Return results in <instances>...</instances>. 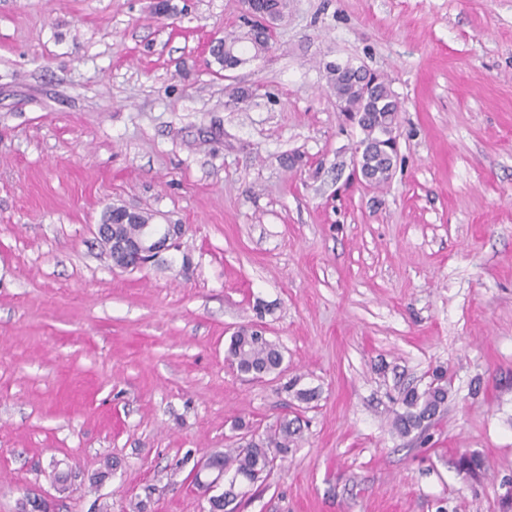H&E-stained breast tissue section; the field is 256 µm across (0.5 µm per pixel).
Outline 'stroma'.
<instances>
[{"instance_id": "35a3bbf8", "label": "stroma", "mask_w": 512, "mask_h": 512, "mask_svg": "<svg viewBox=\"0 0 512 512\" xmlns=\"http://www.w3.org/2000/svg\"><path fill=\"white\" fill-rule=\"evenodd\" d=\"M171 3L0 0V512H209L194 463L236 446L235 420L283 416L300 441L224 512H499L512 0H288L272 49L230 71L207 45L242 30L240 0ZM346 62L402 105L378 187L327 84ZM111 206L185 225L179 249L116 268ZM256 321L315 400L225 361ZM437 368L429 440L399 436V391Z\"/></svg>"}]
</instances>
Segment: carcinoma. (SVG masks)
I'll use <instances>...</instances> for the list:
<instances>
[{
	"mask_svg": "<svg viewBox=\"0 0 512 512\" xmlns=\"http://www.w3.org/2000/svg\"><path fill=\"white\" fill-rule=\"evenodd\" d=\"M223 43L224 52L214 56L215 63L222 69L245 63L243 53L246 50L258 57L272 48L271 35L259 23L246 26L241 34L226 38ZM358 71L359 68L349 64L330 65L327 68V80L342 112L348 115L354 112L363 113L357 125L363 134L359 145L368 147V153L365 154V182L380 185L389 179L393 166V157L386 155V146L396 139V116L399 107L384 82L380 81L370 90H365L357 76ZM124 217V207L112 208L115 233L126 239L135 238L141 225L149 223L150 220V217L139 214L133 222L124 224ZM225 359L236 366L240 373L254 378L267 375L281 378L285 375L281 347L255 324L241 326L230 336ZM299 383L300 378L293 377L283 384V389L293 393L299 402L308 403L313 400L316 391L301 388ZM399 402L403 406V412L394 421L397 432L403 437L414 432L422 434L447 405L446 371H434L432 381L422 391L415 387L403 390ZM300 433L301 426L297 425V420L284 417L274 429L262 435L246 432L245 436L249 440L239 442L237 447L215 458V462L224 472L232 473L231 483L241 480L253 484L271 471L276 459L288 456ZM455 467L464 476L474 478L485 470V461L477 453H463L456 459Z\"/></svg>",
	"mask_w": 512,
	"mask_h": 512,
	"instance_id": "carcinoma-1",
	"label": "carcinoma"
}]
</instances>
